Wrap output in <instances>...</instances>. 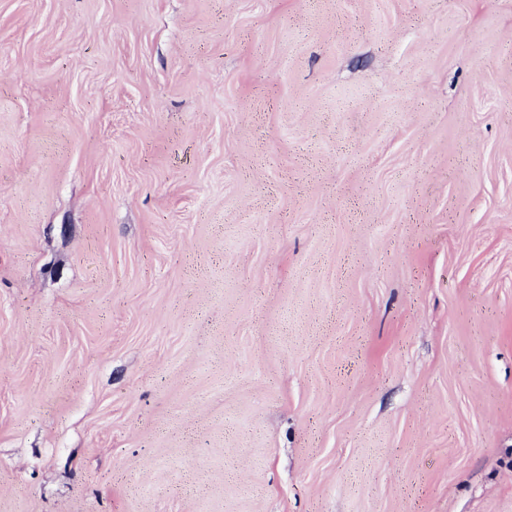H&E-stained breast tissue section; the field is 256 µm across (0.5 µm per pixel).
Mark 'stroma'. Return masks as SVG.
Listing matches in <instances>:
<instances>
[{
    "instance_id": "35a3bbf8",
    "label": "stroma",
    "mask_w": 512,
    "mask_h": 512,
    "mask_svg": "<svg viewBox=\"0 0 512 512\" xmlns=\"http://www.w3.org/2000/svg\"><path fill=\"white\" fill-rule=\"evenodd\" d=\"M0 512H512V0H0Z\"/></svg>"
}]
</instances>
